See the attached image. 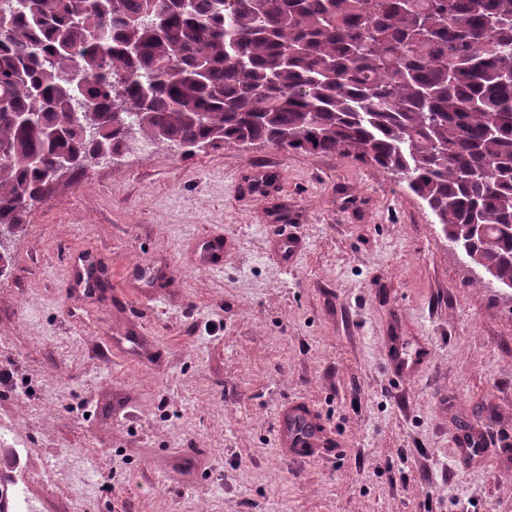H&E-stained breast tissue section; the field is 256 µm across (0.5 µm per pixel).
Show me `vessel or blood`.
Segmentation results:
<instances>
[{
    "mask_svg": "<svg viewBox=\"0 0 512 512\" xmlns=\"http://www.w3.org/2000/svg\"><path fill=\"white\" fill-rule=\"evenodd\" d=\"M390 356L395 370L403 375L413 374L431 357V350L421 346L408 349L400 338H392ZM277 435L286 453L299 458H310L330 451L332 443L323 435L318 417L308 408H284L278 416Z\"/></svg>",
    "mask_w": 512,
    "mask_h": 512,
    "instance_id": "vessel-or-blood-1",
    "label": "vessel or blood"
}]
</instances>
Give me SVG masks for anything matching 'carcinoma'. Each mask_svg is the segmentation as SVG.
Here are the masks:
<instances>
[{
    "label": "carcinoma",
    "mask_w": 512,
    "mask_h": 512,
    "mask_svg": "<svg viewBox=\"0 0 512 512\" xmlns=\"http://www.w3.org/2000/svg\"><path fill=\"white\" fill-rule=\"evenodd\" d=\"M6 15L0 241L63 157L160 135L271 144L406 176L448 242L512 287V0H13Z\"/></svg>",
    "instance_id": "carcinoma-1"
}]
</instances>
